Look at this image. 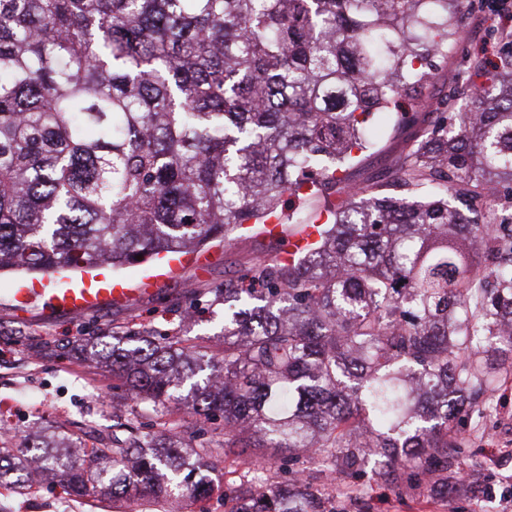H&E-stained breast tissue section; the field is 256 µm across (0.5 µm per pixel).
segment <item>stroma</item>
I'll return each instance as SVG.
<instances>
[{"instance_id":"stroma-1","label":"stroma","mask_w":512,"mask_h":512,"mask_svg":"<svg viewBox=\"0 0 512 512\" xmlns=\"http://www.w3.org/2000/svg\"><path fill=\"white\" fill-rule=\"evenodd\" d=\"M461 38L426 88L437 94L447 88L463 59L476 52L497 58L501 46L496 36L481 28L475 17H459ZM380 152L369 157L352 175L355 182H389L393 162L406 154L418 131H389L375 126ZM277 244L265 237L241 236L231 244L211 243L205 268L187 264L161 282L156 293L139 295L125 305H106L84 312H58L45 316L47 293L42 282L12 272L0 273V407L11 419L0 444L15 448L25 434L51 428L76 435L85 447L100 445L112 436V371L86 359L80 343L91 336H108L113 326L127 322H153L161 329H176L182 339L197 344H217L224 324L223 305L194 319L165 313V306L184 295L187 285L220 288L224 280L255 258L273 257ZM33 294L25 311L13 306L16 289ZM493 410L486 419L467 415L462 422L465 443L448 466L450 474L479 485L473 496L454 501L426 493H410L380 487L370 475L359 479L368 496L371 512H499L501 498L512 495V466H502L503 453L512 452V381L491 397ZM168 502H152L137 491L112 500L95 495H68L60 486L39 485L25 489L0 484V512H167Z\"/></svg>"}]
</instances>
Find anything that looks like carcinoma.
<instances>
[{
    "label": "carcinoma",
    "mask_w": 512,
    "mask_h": 512,
    "mask_svg": "<svg viewBox=\"0 0 512 512\" xmlns=\"http://www.w3.org/2000/svg\"><path fill=\"white\" fill-rule=\"evenodd\" d=\"M466 0H0V271L189 254L269 221L319 239L258 257L188 310L224 304V346L141 324L82 343L128 409L79 457L47 428L0 446L67 493L206 500L237 449L308 453L300 476L224 487V512H328L366 463L385 486L443 482L460 420L512 371V53L443 97ZM432 119L391 183L347 172ZM142 258L135 259V256ZM154 419L143 428L137 409ZM290 470L299 471L304 478L317 487H330L332 477L327 472L320 469L312 463L310 458L303 452L293 454V459L289 462Z\"/></svg>",
    "instance_id": "carcinoma-1"
}]
</instances>
